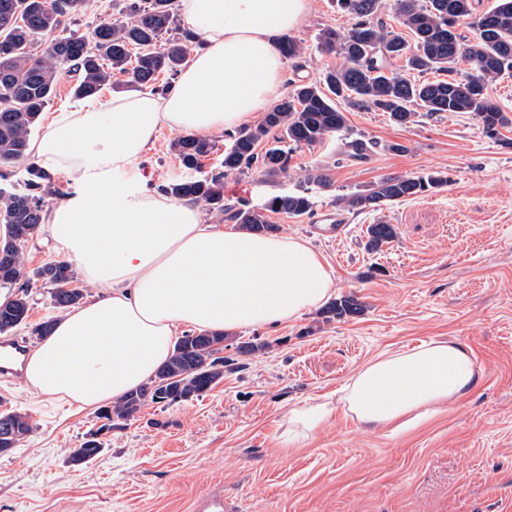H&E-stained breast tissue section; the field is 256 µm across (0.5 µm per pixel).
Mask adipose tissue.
Returning a JSON list of instances; mask_svg holds the SVG:
<instances>
[{
  "mask_svg": "<svg viewBox=\"0 0 512 512\" xmlns=\"http://www.w3.org/2000/svg\"><path fill=\"white\" fill-rule=\"evenodd\" d=\"M181 22L203 44L165 94L135 91L56 113L28 151L63 174L70 195L46 214L58 255L100 290L61 316L26 355L31 392L82 409L145 384L185 330L279 326L322 306L334 281L307 240L204 223L199 206L127 180L161 129L200 136L241 128L267 112L286 79L280 43L310 0H181ZM478 379L468 351L448 342L369 361L338 402L292 411L288 433L308 435L336 409L358 424L405 431Z\"/></svg>",
  "mask_w": 512,
  "mask_h": 512,
  "instance_id": "ef3b65f1",
  "label": "adipose tissue"
}]
</instances>
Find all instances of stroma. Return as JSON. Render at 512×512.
Returning <instances> with one entry per match:
<instances>
[{
    "label": "stroma",
    "instance_id": "obj_1",
    "mask_svg": "<svg viewBox=\"0 0 512 512\" xmlns=\"http://www.w3.org/2000/svg\"><path fill=\"white\" fill-rule=\"evenodd\" d=\"M336 0H311L290 34L302 45L286 82L315 81L341 59L318 51L323 29L344 31ZM344 132L296 151L287 176L252 171L224 180V202L263 204L309 191L313 215L271 214L280 233L300 236L322 256L334 296L356 299L354 317L320 310L277 327L229 332L224 375L202 397L116 422L101 453L69 461L99 421L93 410L0 382V408L30 415L33 432L0 455V512H193L220 491L238 512H512V130L489 137L474 115L416 117L400 127L372 110L347 113ZM162 129L143 167L151 183L188 178ZM365 137L383 148L368 162L342 144ZM391 143L405 152L388 151ZM329 169V187L308 185V169ZM444 171L446 187L380 211L345 200L386 177ZM392 224L394 238L372 252L367 227ZM341 223L332 239L321 228ZM265 341L237 354L236 342ZM469 349L480 376L442 412L405 432L367 428L343 411L308 438L285 443L292 410L338 401L360 367L424 342Z\"/></svg>",
    "mask_w": 512,
    "mask_h": 512
}]
</instances>
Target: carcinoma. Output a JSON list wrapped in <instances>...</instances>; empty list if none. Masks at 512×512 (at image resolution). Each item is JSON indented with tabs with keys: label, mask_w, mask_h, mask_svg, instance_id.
<instances>
[{
	"label": "carcinoma",
	"mask_w": 512,
	"mask_h": 512,
	"mask_svg": "<svg viewBox=\"0 0 512 512\" xmlns=\"http://www.w3.org/2000/svg\"><path fill=\"white\" fill-rule=\"evenodd\" d=\"M88 0H0V179L9 180L25 165L26 177L0 187V288L9 295L0 300V334L28 325L34 287L50 290L55 310L64 312L86 296L71 265L49 261L28 267L25 245L38 235L44 222L45 198L54 193L50 176L28 161L27 146L42 113L63 76L75 78L74 95L93 98L112 85L116 72L128 76L127 86L160 90V75L174 76L186 63L198 41L177 23L176 0H122L119 17L104 18L77 28ZM350 16V28L329 31L320 38L322 52L337 53L343 63L313 83L293 86L256 126L226 134L222 169L201 177L174 181L164 191L176 198L204 203L218 220L243 229L272 233L278 225L269 213L302 217L313 213L316 201L306 192L276 196L257 206L241 200L224 205V178L252 170L268 176H288L291 153L315 147L346 128L340 106L353 111L388 114L400 126L414 122L418 110L472 113L486 133L494 136L512 128V116L487 94L489 83L512 73V0H496L484 13H475L473 0H397L399 23L414 36L413 44L379 17V0H337ZM471 18V41L450 23L459 4ZM467 65L461 75L459 63ZM434 73L437 78H423ZM262 151H257L261 143ZM345 156L366 162L377 142L353 138ZM215 149L210 139L185 134L170 151L188 170H198ZM448 185V176L433 171L419 176L386 177L366 194L347 199L348 206L378 211L387 205L436 192ZM367 246L376 250L394 237L391 225L377 221L367 228ZM361 306L342 297L325 307L327 318L356 315ZM225 334H187L179 340L169 361L139 390L103 413V418L129 421L145 401L179 403L199 398L224 374ZM34 429L30 417L0 412V446L15 448Z\"/></svg>",
	"instance_id": "carcinoma-1"
}]
</instances>
